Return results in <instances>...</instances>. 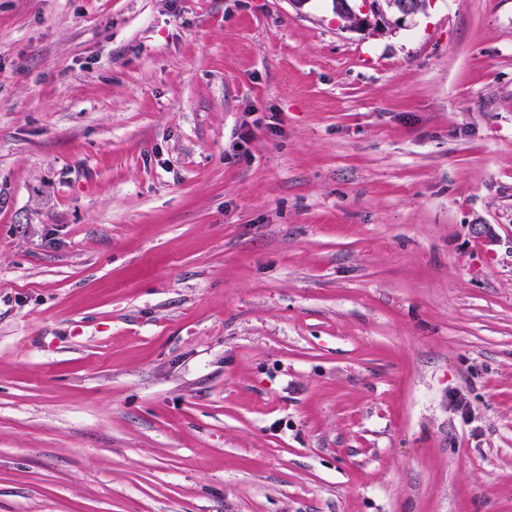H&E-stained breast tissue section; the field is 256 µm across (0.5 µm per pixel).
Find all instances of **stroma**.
<instances>
[{
	"mask_svg": "<svg viewBox=\"0 0 512 512\" xmlns=\"http://www.w3.org/2000/svg\"><path fill=\"white\" fill-rule=\"evenodd\" d=\"M0 512H512V0H0ZM355 9L336 7V14L346 21V27L354 30L377 28L381 24H390L389 16H397V22L413 19L426 7L428 0H362Z\"/></svg>",
	"mask_w": 512,
	"mask_h": 512,
	"instance_id": "stroma-1",
	"label": "stroma"
}]
</instances>
